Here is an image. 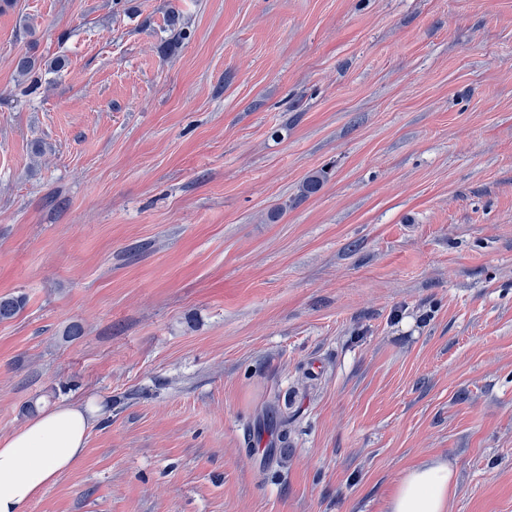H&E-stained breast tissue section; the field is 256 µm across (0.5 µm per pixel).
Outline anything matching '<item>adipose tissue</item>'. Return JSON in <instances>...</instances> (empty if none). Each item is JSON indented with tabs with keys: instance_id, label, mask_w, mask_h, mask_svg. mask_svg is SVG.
<instances>
[{
	"instance_id": "obj_1",
	"label": "adipose tissue",
	"mask_w": 512,
	"mask_h": 512,
	"mask_svg": "<svg viewBox=\"0 0 512 512\" xmlns=\"http://www.w3.org/2000/svg\"><path fill=\"white\" fill-rule=\"evenodd\" d=\"M94 413L62 405L0 438V512H27L85 451ZM452 473L447 466L409 469L389 502V512H446Z\"/></svg>"
}]
</instances>
